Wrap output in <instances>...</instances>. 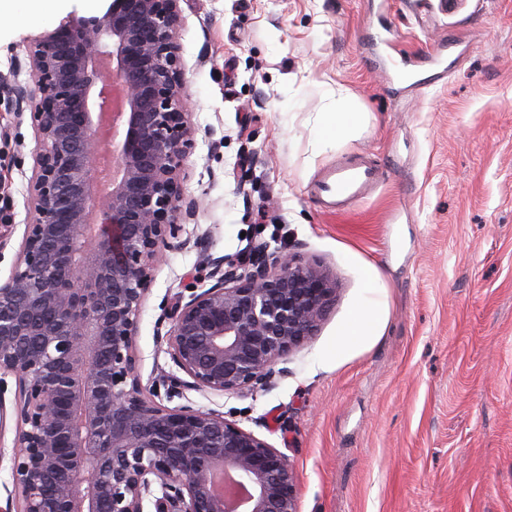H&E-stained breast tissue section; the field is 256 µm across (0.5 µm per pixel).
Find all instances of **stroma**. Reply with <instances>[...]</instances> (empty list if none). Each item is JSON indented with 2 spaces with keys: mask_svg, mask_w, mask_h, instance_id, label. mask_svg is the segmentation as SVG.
<instances>
[{
  "mask_svg": "<svg viewBox=\"0 0 512 512\" xmlns=\"http://www.w3.org/2000/svg\"><path fill=\"white\" fill-rule=\"evenodd\" d=\"M181 0L198 200L143 301L145 394L224 414L288 455L300 512H512V0ZM46 26L0 17V82ZM438 64H430V57ZM358 116L320 146L328 113ZM35 129L0 112V281L31 218ZM381 166L340 213L310 188ZM265 244L321 262L336 301L285 376L166 398L167 313L209 259ZM373 304L371 336L339 340Z\"/></svg>",
  "mask_w": 512,
  "mask_h": 512,
  "instance_id": "stroma-1",
  "label": "stroma"
}]
</instances>
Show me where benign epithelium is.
<instances>
[{"instance_id":"1","label":"benign epithelium","mask_w":512,"mask_h":512,"mask_svg":"<svg viewBox=\"0 0 512 512\" xmlns=\"http://www.w3.org/2000/svg\"><path fill=\"white\" fill-rule=\"evenodd\" d=\"M180 0H112L28 48L35 87H0L37 133L33 219L0 282V420L15 380L13 490L0 512H299L287 454L215 411L146 396L136 336L152 270L198 201L183 191ZM124 89L116 175L97 157L112 82ZM211 287L171 308L167 353L185 390L265 387L325 319L336 283L318 262L261 247L210 262Z\"/></svg>"}]
</instances>
